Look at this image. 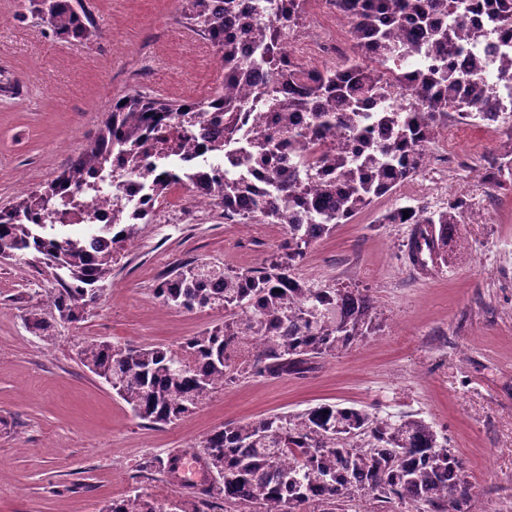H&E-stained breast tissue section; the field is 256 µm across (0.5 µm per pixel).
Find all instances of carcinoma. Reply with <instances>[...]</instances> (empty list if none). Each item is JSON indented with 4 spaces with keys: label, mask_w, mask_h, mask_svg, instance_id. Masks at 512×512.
Listing matches in <instances>:
<instances>
[{
    "label": "carcinoma",
    "mask_w": 512,
    "mask_h": 512,
    "mask_svg": "<svg viewBox=\"0 0 512 512\" xmlns=\"http://www.w3.org/2000/svg\"><path fill=\"white\" fill-rule=\"evenodd\" d=\"M308 0H181L180 19L224 63V87L196 101L125 95L98 132L58 175L0 207V257L52 269L57 287L47 304L31 307L26 326L51 344L54 324L87 318L97 293L112 278V264L152 223L153 210L130 214L112 200V223L101 234H49L54 225L26 220L53 214L52 203L81 180L106 170L136 172L153 184L152 200L181 183L173 169L143 164L151 150L169 155L171 125L188 138L212 116L224 139L211 144L222 159L238 158L248 175L213 165L193 171L196 189L207 192L224 218L242 224H280V253L259 268L234 270L207 260L181 263L159 280L164 305L188 312L224 309V323L174 347L122 346L97 340L77 345L80 364L112 381V390L150 425L174 424L209 400L219 386L254 376L304 375L351 347L372 328L374 299L357 288L315 287L296 273L317 240L349 223L376 199L395 192L421 172L416 146L431 140L450 112H473L485 98L484 67L475 57L466 72L451 59L464 43H479L483 30L448 25V10L461 0H334L350 23L351 51L333 66L311 69L291 54L286 38L306 14ZM512 38V0H482ZM59 40L100 37L89 0H28ZM251 44L245 58L241 42ZM422 54L430 64L414 76L405 64ZM265 102L287 137L288 162L260 137L246 139L243 125L252 99ZM395 103L368 123L367 107ZM308 114L314 139L296 131ZM512 178V161L488 165L482 181L492 187ZM467 200L454 197L436 212L396 207L391 224L413 223L412 261L431 247L432 263L446 261L448 233L465 221ZM216 475L209 487L179 503L141 492L114 500L104 512H205L220 500L248 512H342L363 498L388 512L411 503L415 512H463L470 499L462 463L425 420L401 413L384 418L362 408L322 403L220 427L195 451Z\"/></svg>",
    "instance_id": "carcinoma-1"
}]
</instances>
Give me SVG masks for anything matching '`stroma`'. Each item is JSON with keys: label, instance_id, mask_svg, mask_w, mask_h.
<instances>
[{"label": "stroma", "instance_id": "35a3bbf8", "mask_svg": "<svg viewBox=\"0 0 512 512\" xmlns=\"http://www.w3.org/2000/svg\"><path fill=\"white\" fill-rule=\"evenodd\" d=\"M100 30L88 43L50 35L26 0H0V85L17 80L21 97L0 95V206L61 171L95 135L114 99L135 90L194 101L224 85L211 47L180 21V0H92ZM429 159L418 180L379 198L349 224L311 246L301 278L368 289L375 330L304 377H252L215 390L183 421L153 427L136 418L108 384L77 361L85 339L171 346L222 323L220 309L187 312L154 296L175 264L194 259L233 269L263 266L283 242L279 224L250 232L212 207L190 223L178 216L147 225L120 255L88 318L58 324L46 344L25 324L54 280L40 266L0 258V512H103L138 490L185 500L209 472L182 483L143 470L145 461L190 455L215 428L320 403L384 417L411 413L448 438L471 484V512H512V180L482 179L485 160L512 139L500 128L472 146ZM452 196L486 220L461 224L448 261L420 272L410 263L407 224L383 223L392 208L445 209ZM258 246H251L249 238Z\"/></svg>", "mask_w": 512, "mask_h": 512}]
</instances>
